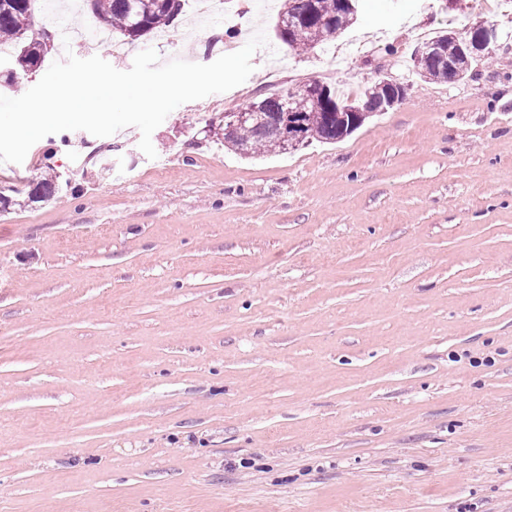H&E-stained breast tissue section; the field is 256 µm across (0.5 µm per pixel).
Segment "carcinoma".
I'll use <instances>...</instances> for the list:
<instances>
[{
  "label": "carcinoma",
  "mask_w": 512,
  "mask_h": 512,
  "mask_svg": "<svg viewBox=\"0 0 512 512\" xmlns=\"http://www.w3.org/2000/svg\"><path fill=\"white\" fill-rule=\"evenodd\" d=\"M38 0H0V42L18 46L15 63L20 68H36L41 65L44 54L38 47L24 49L20 35L32 26ZM87 9L99 25L117 32L130 41H136L156 30L169 27L182 13L183 0H85ZM279 15H290L302 20L299 29L288 31L280 28L276 21V35L293 50L314 48L336 39L354 22V17L344 7L342 0H285ZM446 58L426 56L421 59L417 73L432 80H463L462 74L448 68V60L458 55V43L448 39L442 45ZM302 113L309 141L331 142L353 133L343 119L344 113L336 111V94L328 92V103H314L312 99L284 91L266 96L263 113L274 116L280 113L285 100ZM224 146L244 156L259 152L277 153L284 151L282 143L274 135L262 132L248 123L238 127L233 133L224 136ZM57 176L52 175L36 182L30 189L28 199L39 201L54 196L58 192Z\"/></svg>",
  "instance_id": "1"
}]
</instances>
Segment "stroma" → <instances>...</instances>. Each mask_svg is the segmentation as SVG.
<instances>
[{
  "instance_id": "35a3bbf8",
  "label": "stroma",
  "mask_w": 512,
  "mask_h": 512,
  "mask_svg": "<svg viewBox=\"0 0 512 512\" xmlns=\"http://www.w3.org/2000/svg\"><path fill=\"white\" fill-rule=\"evenodd\" d=\"M241 4L243 26L186 39V9L134 43L70 12L86 35L43 66L0 55L18 97L70 53L126 71L268 40L243 84L167 116L156 158L127 127L0 163V512H512V0H361L308 52L274 32L284 0ZM479 20L491 59L416 74L421 37ZM381 75L405 100L337 143L215 137L271 93ZM224 147L244 156L259 152H284L282 143L274 135L261 132L258 127L248 123L238 127L230 135H224Z\"/></svg>"
}]
</instances>
